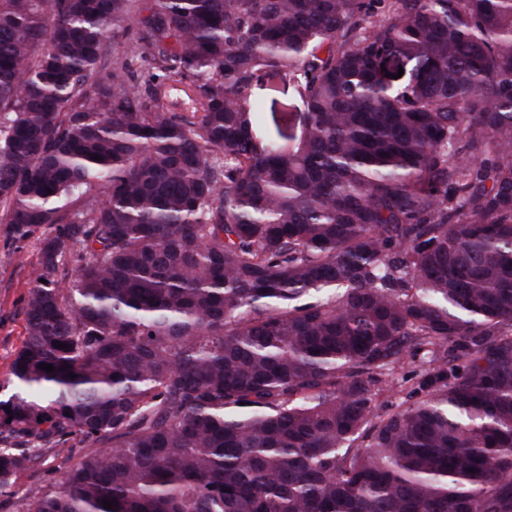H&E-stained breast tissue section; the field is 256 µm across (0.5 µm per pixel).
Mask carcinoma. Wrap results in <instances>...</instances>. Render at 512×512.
I'll use <instances>...</instances> for the list:
<instances>
[{
	"mask_svg": "<svg viewBox=\"0 0 512 512\" xmlns=\"http://www.w3.org/2000/svg\"><path fill=\"white\" fill-rule=\"evenodd\" d=\"M0 236L1 510L512 512V0H0ZM264 94L266 112H304V106L291 88L280 87ZM38 259L34 242L17 249L0 236V399L12 391L7 379L24 337L23 304ZM420 365L419 357L414 358L407 354L403 357L395 370V383L393 389L385 391L383 396L380 397V402L383 403L385 410L395 409L408 399V393L414 386L415 371ZM63 466V457L48 455L44 459V463L41 465L39 472L31 473L24 472L17 477L16 483L12 489L13 496L11 502L10 512H21L24 498L31 493L32 489L44 481L55 479L58 477V470Z\"/></svg>",
	"mask_w": 512,
	"mask_h": 512,
	"instance_id": "1",
	"label": "carcinoma"
}]
</instances>
